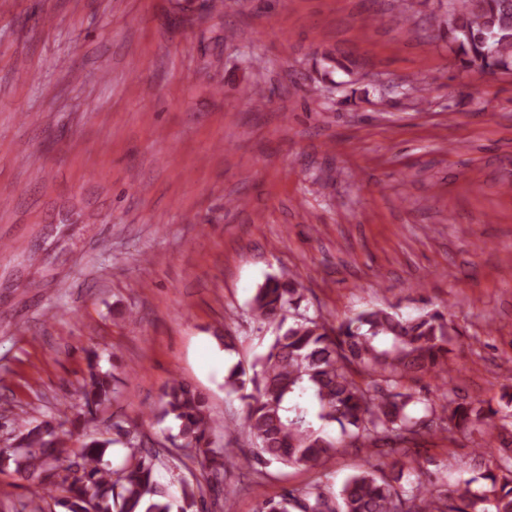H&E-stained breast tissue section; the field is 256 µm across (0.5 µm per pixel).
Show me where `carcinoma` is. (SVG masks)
<instances>
[{"label":"carcinoma","instance_id":"cac0c4a2","mask_svg":"<svg viewBox=\"0 0 512 512\" xmlns=\"http://www.w3.org/2000/svg\"><path fill=\"white\" fill-rule=\"evenodd\" d=\"M443 37L463 67L511 74L512 0H448ZM303 299L300 284L284 275L268 276L252 297V316L275 326L274 336L264 354L247 368L236 364L224 381L246 402L241 427L250 448L226 447L206 397L173 378L160 396L162 417L178 424L168 448H150L137 426L114 423L112 437L72 454L62 424L44 420L5 438L0 460L65 512H171L156 467L191 463L200 476L181 479L180 512H209V489L234 476L258 485L269 464L317 469L340 449L356 448L390 456L389 469H360L335 491L313 482L263 499L256 512H512V392L504 391L496 408L450 397L448 344L459 335L452 321L438 311L405 319L373 307L336 323L299 312ZM424 375L445 386L437 398L407 385ZM82 395L90 415L114 395L94 351ZM332 426L339 433H330ZM425 432L448 440L477 433L484 444L497 443L496 470L477 489L470 480L449 487L433 481L410 455ZM113 445L128 454L111 470L104 457Z\"/></svg>","mask_w":512,"mask_h":512}]
</instances>
